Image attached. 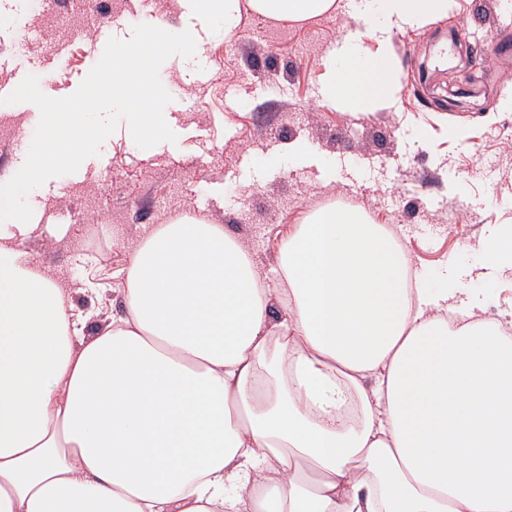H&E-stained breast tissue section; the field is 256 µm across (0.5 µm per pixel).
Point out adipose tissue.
<instances>
[{
	"label": "adipose tissue",
	"mask_w": 512,
	"mask_h": 512,
	"mask_svg": "<svg viewBox=\"0 0 512 512\" xmlns=\"http://www.w3.org/2000/svg\"><path fill=\"white\" fill-rule=\"evenodd\" d=\"M185 2L230 36L242 3L304 21L335 0ZM454 3L346 0L368 40L337 42L325 100L389 105L394 31ZM29 230L0 225V512H512V336L363 213L298 225L282 288L223 225H157L93 336Z\"/></svg>",
	"instance_id": "1"
}]
</instances>
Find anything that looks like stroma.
Returning a JSON list of instances; mask_svg holds the SVG:
<instances>
[{
    "mask_svg": "<svg viewBox=\"0 0 512 512\" xmlns=\"http://www.w3.org/2000/svg\"><path fill=\"white\" fill-rule=\"evenodd\" d=\"M458 3L447 17L394 33L395 100L366 113L338 109L321 93L337 41L366 33L345 0L302 23L246 7L232 37L217 21L201 30L193 58H168L159 78L176 141L142 149L120 123L85 179L53 177L30 193L63 220L27 248L67 288L86 335L123 315L133 245L195 207L241 238L272 277L282 239L323 204L340 203L388 227L431 287L452 268L487 298V314L512 304V269L499 270L481 247L512 225V0ZM102 8L129 27L179 33L193 23L178 0H103ZM28 25L40 36L23 51ZM105 39L80 0H59L50 13L29 0H0V86L17 87L26 73L45 95L69 96ZM55 42L64 50L50 64ZM476 43L485 50L473 65L464 53ZM228 90L238 96L231 108ZM35 129L24 104H0V184L21 167L11 142L32 139ZM62 183L69 193H57Z\"/></svg>",
    "mask_w": 512,
    "mask_h": 512,
    "instance_id": "1",
    "label": "stroma"
}]
</instances>
